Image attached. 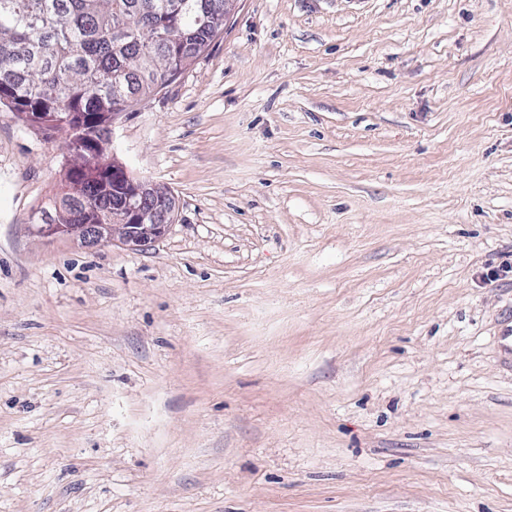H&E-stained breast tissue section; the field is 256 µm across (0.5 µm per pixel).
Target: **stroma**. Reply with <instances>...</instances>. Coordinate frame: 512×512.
Returning <instances> with one entry per match:
<instances>
[{
    "label": "stroma",
    "instance_id": "stroma-1",
    "mask_svg": "<svg viewBox=\"0 0 512 512\" xmlns=\"http://www.w3.org/2000/svg\"><path fill=\"white\" fill-rule=\"evenodd\" d=\"M64 142L0 109V512H512V0H235L142 251L31 232Z\"/></svg>",
    "mask_w": 512,
    "mask_h": 512
}]
</instances>
